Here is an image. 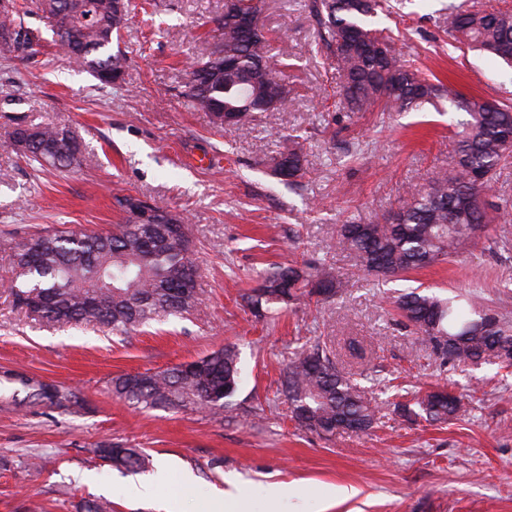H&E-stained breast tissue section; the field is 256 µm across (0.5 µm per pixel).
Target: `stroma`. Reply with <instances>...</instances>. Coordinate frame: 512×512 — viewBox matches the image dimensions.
Instances as JSON below:
<instances>
[{
  "instance_id": "obj_1",
  "label": "stroma",
  "mask_w": 512,
  "mask_h": 512,
  "mask_svg": "<svg viewBox=\"0 0 512 512\" xmlns=\"http://www.w3.org/2000/svg\"><path fill=\"white\" fill-rule=\"evenodd\" d=\"M132 0L120 48L125 86L104 87L56 52L35 17V57L0 46V240L120 223L116 197L132 194L186 217L204 300L194 315L124 337L109 330H52L0 291V512H80L88 499L112 512H512V369L442 363L398 321L397 292L423 285L473 294L512 311V216L492 225L462 261L384 281L337 252L336 227L371 224L406 187L447 167V105L411 112H350L340 78L316 44L305 0H266L276 68L289 103L236 134L181 96L187 65L210 48L224 0ZM378 26L402 33L405 59L466 93L512 103V68L448 37L449 6L493 9L512 0H389ZM75 131L91 155L58 172L10 147L11 118ZM305 156L300 186L271 173L288 136ZM307 261L336 268L341 293L255 317L242 300L256 271ZM360 349L350 353V341ZM324 341L340 368L383 401V427L332 438L298 428L288 405L267 407L283 364ZM237 344L244 371L238 402L253 422L203 411L134 409L113 399L112 377L162 370ZM54 385L67 401L31 399ZM444 387L469 406L445 423H410L390 399ZM119 444L149 455L132 474L96 455ZM152 483L150 495L131 485Z\"/></svg>"
}]
</instances>
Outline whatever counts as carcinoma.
Returning <instances> with one entry per match:
<instances>
[{"label":"carcinoma","mask_w":512,"mask_h":512,"mask_svg":"<svg viewBox=\"0 0 512 512\" xmlns=\"http://www.w3.org/2000/svg\"><path fill=\"white\" fill-rule=\"evenodd\" d=\"M262 0H241L254 26L244 29L231 17L212 20L208 54L195 60L184 80V96L213 122L224 124V104L238 109L232 128L249 130L256 114L271 112L269 87L285 85L273 74L270 38ZM128 0H10L0 8V45L22 54L32 49L34 34L23 26L35 14L54 35L58 52L89 72L102 86L121 85L125 59L112 51V38L128 16ZM318 26L317 45L331 59L343 80L341 91L351 112L419 111L446 100L462 114L452 132L454 158L448 170L416 184L373 224L348 222L336 231L339 249L354 255L363 270L376 278L398 277L449 258H463L488 231L489 211L502 207L487 201L491 183L512 158L505 146L512 134V106L473 94L460 95L452 86L422 77L402 57L386 29L374 18L384 0H308ZM448 37L512 66V8L490 11L448 8ZM10 145L29 161L45 166L55 149L61 157L50 163L58 171L89 161L80 138L57 126L15 123ZM288 155L294 174L302 177L304 154L288 142L278 155ZM483 169L476 186L471 170ZM123 223L110 233L48 234L24 243L0 242L14 277L0 283L14 304L33 320L57 329L107 327L124 335L152 322L189 317L202 301L201 277L185 219L163 206L151 215L132 202L116 198ZM330 298L343 288L331 267L294 262L260 274L243 300L256 317L272 305L311 304L314 289ZM400 316L422 343L445 363L476 365L492 360L512 367V317L509 313H475L466 296L455 300L417 289L395 301ZM240 356L226 344L198 360L165 370L125 373L112 378L113 398L134 408L226 413L244 419L257 415L237 402L241 382ZM278 394L288 402L298 426L331 438L344 432H366L378 422V404L357 380L336 365L326 342L301 347L282 369ZM409 421L445 422L467 411L463 398L444 390L418 393L411 403H394ZM98 452L132 471L146 468L148 458L135 448L117 446Z\"/></svg>","instance_id":"obj_1"}]
</instances>
